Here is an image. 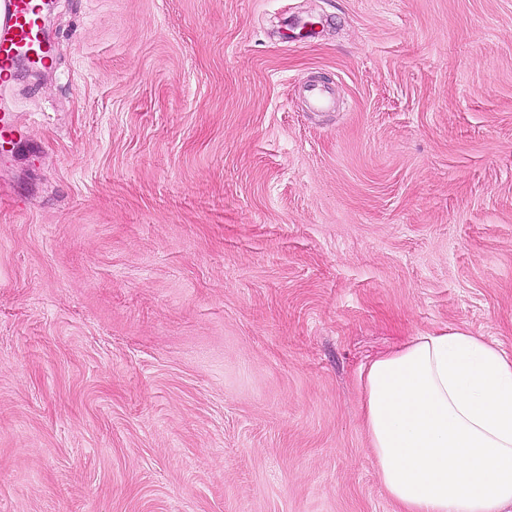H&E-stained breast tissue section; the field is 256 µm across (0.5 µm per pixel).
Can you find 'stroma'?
Masks as SVG:
<instances>
[{
    "label": "stroma",
    "mask_w": 512,
    "mask_h": 512,
    "mask_svg": "<svg viewBox=\"0 0 512 512\" xmlns=\"http://www.w3.org/2000/svg\"><path fill=\"white\" fill-rule=\"evenodd\" d=\"M48 37L0 85V512H397L361 368L512 353V0H58Z\"/></svg>",
    "instance_id": "obj_1"
}]
</instances>
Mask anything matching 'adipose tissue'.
<instances>
[{
    "instance_id": "1",
    "label": "adipose tissue",
    "mask_w": 512,
    "mask_h": 512,
    "mask_svg": "<svg viewBox=\"0 0 512 512\" xmlns=\"http://www.w3.org/2000/svg\"><path fill=\"white\" fill-rule=\"evenodd\" d=\"M362 421L398 512H512V354L427 332L360 375Z\"/></svg>"
}]
</instances>
